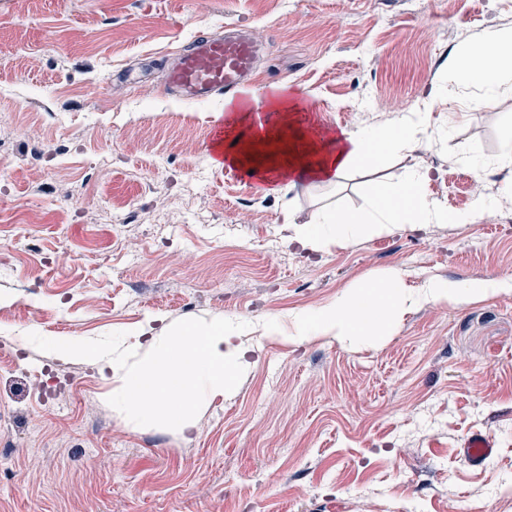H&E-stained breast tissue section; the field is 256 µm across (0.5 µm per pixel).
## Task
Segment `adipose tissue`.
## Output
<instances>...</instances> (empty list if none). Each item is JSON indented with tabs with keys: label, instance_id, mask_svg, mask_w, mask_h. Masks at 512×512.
I'll return each instance as SVG.
<instances>
[{
	"label": "adipose tissue",
	"instance_id": "obj_1",
	"mask_svg": "<svg viewBox=\"0 0 512 512\" xmlns=\"http://www.w3.org/2000/svg\"><path fill=\"white\" fill-rule=\"evenodd\" d=\"M455 77L491 91L512 79V33L462 46ZM268 110L264 121L250 126L249 135L239 136L224 149L226 163L262 180L275 174L333 185L352 167L403 148L429 146L432 140L421 112H402L389 124L333 135L301 124L297 104L274 101ZM424 177L420 171L406 181L381 184L369 208L360 212L325 209L318 224L297 226L295 240L319 251L400 224L448 223L447 214L435 203L417 201L415 190ZM491 288L487 281L463 288L431 279L413 295L395 272L382 285L367 282L325 306L269 318L262 328L266 337L286 336L293 342L326 335L341 341L352 336L368 340L418 302L478 299L490 294ZM254 328L251 320L241 317L212 316L179 327L152 318L109 347L57 339L49 345L59 356L94 361L112 381L113 409L128 423L165 426L189 436L196 429L199 410L229 396L237 377L250 368L244 339Z\"/></svg>",
	"mask_w": 512,
	"mask_h": 512
}]
</instances>
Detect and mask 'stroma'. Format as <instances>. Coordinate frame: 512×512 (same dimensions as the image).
Wrapping results in <instances>:
<instances>
[{
    "instance_id": "stroma-1",
    "label": "stroma",
    "mask_w": 512,
    "mask_h": 512,
    "mask_svg": "<svg viewBox=\"0 0 512 512\" xmlns=\"http://www.w3.org/2000/svg\"><path fill=\"white\" fill-rule=\"evenodd\" d=\"M261 47L239 98H303L318 126L426 109L430 147L335 186L215 168L208 131L236 99L167 94L198 34ZM512 32V0H0V512H512V288L423 302L383 339H247L250 369L182 437L126 425L89 360L44 340L110 343L154 316L260 321L396 271L411 290L512 278V83L484 105L459 48ZM429 177L447 224H402L320 251L295 228ZM90 190L66 195L86 173ZM487 199L469 211L473 185ZM497 451L468 464L462 441ZM496 442L481 434H474L463 441L461 452L472 466H481L496 452Z\"/></svg>"
}]
</instances>
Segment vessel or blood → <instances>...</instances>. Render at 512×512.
Wrapping results in <instances>:
<instances>
[{
	"label": "vessel or blood",
	"instance_id": "vessel-or-blood-1",
	"mask_svg": "<svg viewBox=\"0 0 512 512\" xmlns=\"http://www.w3.org/2000/svg\"><path fill=\"white\" fill-rule=\"evenodd\" d=\"M258 52L243 35L196 38L179 54L166 75V87L187 101H204L218 94L235 95L252 75ZM461 452L470 465H482L496 452L493 439L475 434L465 439Z\"/></svg>",
	"mask_w": 512,
	"mask_h": 512
}]
</instances>
